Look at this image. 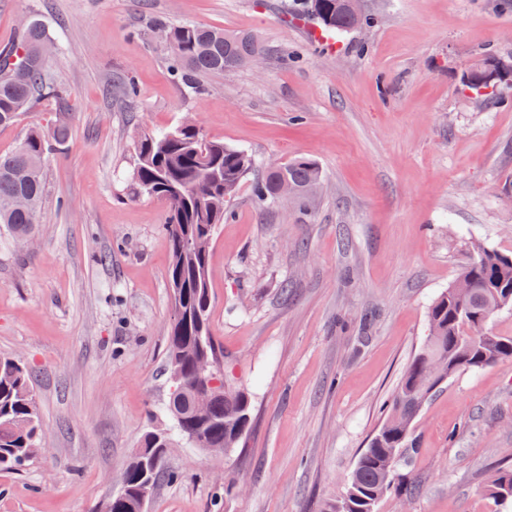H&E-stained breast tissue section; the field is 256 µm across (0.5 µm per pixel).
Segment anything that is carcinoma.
<instances>
[{
  "instance_id": "cac0c4a2",
  "label": "carcinoma",
  "mask_w": 512,
  "mask_h": 512,
  "mask_svg": "<svg viewBox=\"0 0 512 512\" xmlns=\"http://www.w3.org/2000/svg\"><path fill=\"white\" fill-rule=\"evenodd\" d=\"M315 17L323 31L342 35L351 19L338 0H300L292 14L296 20ZM154 28L166 31L171 49L170 75L186 88L199 91L203 79L242 68L265 47L250 33L195 24ZM51 42L39 20H28L20 46L0 50V127L14 125L34 100L58 104L63 90L46 74L42 48ZM68 122L59 113L55 124L30 130L23 144L0 153V228L16 240L35 232L38 207L45 196L43 164L65 145ZM130 174L133 190L167 203L165 219L170 245L169 287L174 296L168 332L167 363L170 374L184 384V394L210 378L223 381L224 389L211 394L204 416L188 402L168 400L166 412L176 434L149 428L121 478L119 491L104 503V512H135L134 505L146 488L155 490L164 474L165 448L173 436L206 450L230 451L239 447L251 424V402L246 392L224 381V363L210 330L209 247L216 227L226 219V203L250 173L253 160L245 151L222 141L207 140L199 130L182 124L173 130L145 132L135 142ZM282 179L298 190L321 179L315 160L299 157L270 167L255 185L258 200L276 199L274 186ZM469 261L454 285L443 291L428 309L429 334L414 356L387 406V416L360 454L345 493L328 506L329 512H376L379 501L398 491L408 475L398 464L408 463L416 450L412 423L436 389L460 369L479 370L502 359H512V336L487 331L483 311L512 307V255L479 240L466 244ZM205 360L209 371L200 373ZM43 438L34 378L18 361L0 358V469H16L33 457ZM489 493L512 500V468L497 473Z\"/></svg>"
}]
</instances>
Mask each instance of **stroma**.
Wrapping results in <instances>:
<instances>
[{
	"label": "stroma",
	"instance_id": "1",
	"mask_svg": "<svg viewBox=\"0 0 512 512\" xmlns=\"http://www.w3.org/2000/svg\"><path fill=\"white\" fill-rule=\"evenodd\" d=\"M294 0H0V49L38 16L57 46L70 137L44 167L37 239L0 231V355L32 368L44 447L0 472V512H95L169 378L166 205L129 180L138 135L194 119L258 169L314 159L305 208L263 203L244 180L210 251L211 330L251 425L217 456L176 444L146 512H325L413 356L465 244L512 252V88L476 108L459 74L512 59V0H362L374 26L319 42ZM254 34L262 66L169 75L157 20ZM135 84L125 96L119 84ZM57 106L0 128V153ZM417 487L378 512H512L487 488L512 465V359L458 371L413 425Z\"/></svg>",
	"mask_w": 512,
	"mask_h": 512
}]
</instances>
